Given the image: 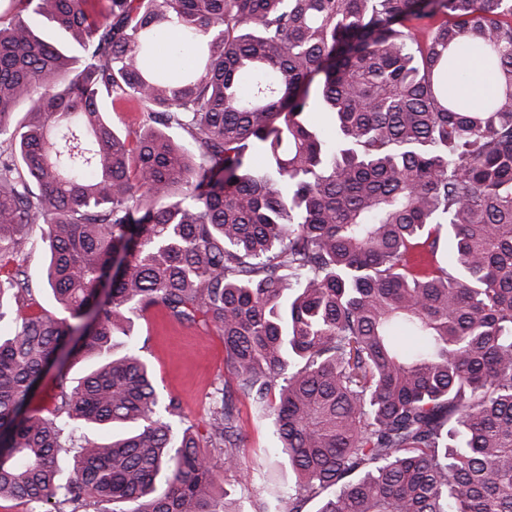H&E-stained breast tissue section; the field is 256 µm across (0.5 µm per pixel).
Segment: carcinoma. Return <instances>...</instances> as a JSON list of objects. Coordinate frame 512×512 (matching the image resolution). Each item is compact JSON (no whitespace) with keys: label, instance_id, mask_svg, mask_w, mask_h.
Listing matches in <instances>:
<instances>
[{"label":"carcinoma","instance_id":"1","mask_svg":"<svg viewBox=\"0 0 512 512\" xmlns=\"http://www.w3.org/2000/svg\"><path fill=\"white\" fill-rule=\"evenodd\" d=\"M471 50L477 105L452 92ZM35 226L63 317L15 263ZM0 275V500L241 512L214 494L230 387L176 432L117 350L161 311L213 326L273 421L296 481L253 512H512V0H0ZM53 364V407L22 415ZM471 80L458 87L457 91L473 103L479 102L487 91L488 74L484 66L479 61L471 64Z\"/></svg>","mask_w":512,"mask_h":512}]
</instances>
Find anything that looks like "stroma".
Here are the masks:
<instances>
[{
    "instance_id": "1",
    "label": "stroma",
    "mask_w": 512,
    "mask_h": 512,
    "mask_svg": "<svg viewBox=\"0 0 512 512\" xmlns=\"http://www.w3.org/2000/svg\"><path fill=\"white\" fill-rule=\"evenodd\" d=\"M123 342L139 349L151 366L159 388L178 398L186 424L204 432L210 417L209 396L228 377L223 337L214 328L182 324L163 313L153 312L132 317L129 334ZM237 406L244 432V443L239 450L241 472L266 469L277 483H293L294 473L278 462L272 424L254 422L247 398H239Z\"/></svg>"
}]
</instances>
